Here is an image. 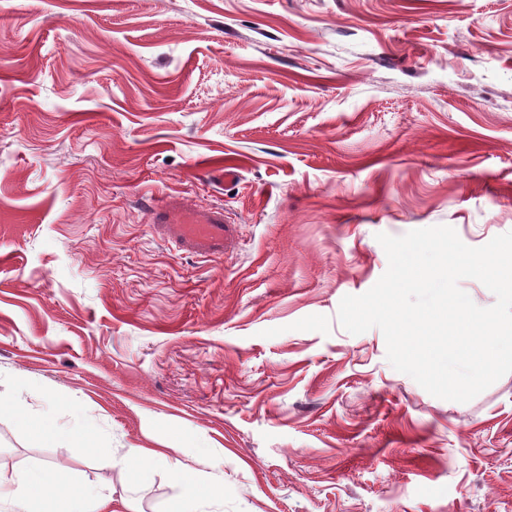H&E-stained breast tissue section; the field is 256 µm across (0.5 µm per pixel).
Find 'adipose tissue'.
<instances>
[{"label": "adipose tissue", "instance_id": "1", "mask_svg": "<svg viewBox=\"0 0 512 512\" xmlns=\"http://www.w3.org/2000/svg\"><path fill=\"white\" fill-rule=\"evenodd\" d=\"M12 512H37L39 504L62 500L64 512H112V501L73 482L61 466L49 464L20 477L8 492Z\"/></svg>", "mask_w": 512, "mask_h": 512}]
</instances>
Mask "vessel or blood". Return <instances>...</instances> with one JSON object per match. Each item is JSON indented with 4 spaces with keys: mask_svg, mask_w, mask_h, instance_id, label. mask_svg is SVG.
<instances>
[{
    "mask_svg": "<svg viewBox=\"0 0 512 512\" xmlns=\"http://www.w3.org/2000/svg\"><path fill=\"white\" fill-rule=\"evenodd\" d=\"M154 231L181 251L197 255L224 251V213L202 210L169 196L148 211Z\"/></svg>",
    "mask_w": 512,
    "mask_h": 512,
    "instance_id": "vessel-or-blood-1",
    "label": "vessel or blood"
}]
</instances>
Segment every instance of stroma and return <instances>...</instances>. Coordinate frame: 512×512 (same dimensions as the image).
I'll return each instance as SVG.
<instances>
[{
	"label": "stroma",
	"mask_w": 512,
	"mask_h": 512,
	"mask_svg": "<svg viewBox=\"0 0 512 512\" xmlns=\"http://www.w3.org/2000/svg\"><path fill=\"white\" fill-rule=\"evenodd\" d=\"M436 225L512 232V0H0V476L178 512L127 461L177 448L206 512H512V373L439 399L337 320ZM154 231L180 251L197 255L224 251V211L202 210L168 196L149 205ZM19 422L36 436L46 440L65 441L75 436L74 431L58 430L47 421L21 416L19 417Z\"/></svg>",
	"instance_id": "stroma-1"
}]
</instances>
